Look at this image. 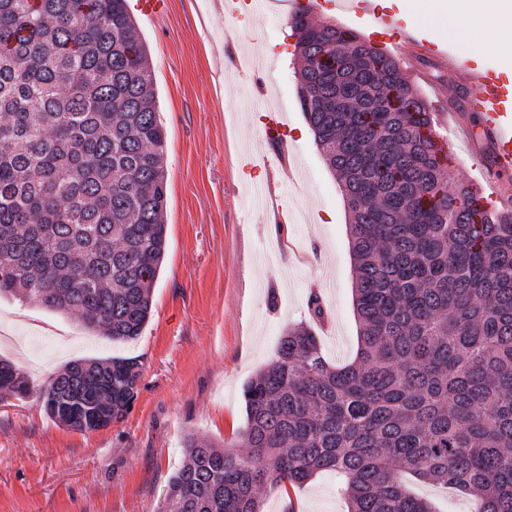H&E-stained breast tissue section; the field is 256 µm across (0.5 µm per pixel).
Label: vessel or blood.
<instances>
[{
    "label": "vessel or blood",
    "instance_id": "b4317fda",
    "mask_svg": "<svg viewBox=\"0 0 512 512\" xmlns=\"http://www.w3.org/2000/svg\"><path fill=\"white\" fill-rule=\"evenodd\" d=\"M264 0H224V12L237 20L249 19L263 6ZM338 9L347 11L369 28L380 30L398 50L417 49L433 56L445 69L463 74L465 93L449 112L465 110L481 119L485 136L493 146L491 160L481 163L482 181L492 188L493 198L501 203L512 199L504 190V177L512 175V84L502 81L490 68H479L455 48L435 41L421 30H408L396 22L393 14L380 10L375 0H336ZM259 129L271 141H286L290 130L283 114L260 113Z\"/></svg>",
    "mask_w": 512,
    "mask_h": 512
}]
</instances>
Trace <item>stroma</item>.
<instances>
[{
  "label": "stroma",
  "mask_w": 512,
  "mask_h": 512,
  "mask_svg": "<svg viewBox=\"0 0 512 512\" xmlns=\"http://www.w3.org/2000/svg\"><path fill=\"white\" fill-rule=\"evenodd\" d=\"M277 0L235 27L223 0H169L159 18L137 15L150 47L158 117L166 132L167 254L152 316L136 339L112 342L72 315L0 297V358L25 373L28 395L0 402V512H165L170 476L187 435L224 443L246 422L243 389L303 322L327 360L353 361L359 325L348 213L299 105L300 61ZM375 45L395 52L387 39ZM425 100H459L464 77L423 54L395 52ZM283 112L285 146L263 139L255 115ZM433 119L457 155L452 182L474 183L485 141L455 139L442 109ZM252 153L259 175L239 158ZM278 250L276 266L265 252ZM319 297L322 317L309 308ZM138 359V392L120 421L88 432L56 423L39 391L67 362ZM344 482L314 475L264 512H348Z\"/></svg>",
  "instance_id": "stroma-1"
}]
</instances>
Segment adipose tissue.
I'll use <instances>...</instances> for the list:
<instances>
[{
	"mask_svg": "<svg viewBox=\"0 0 512 512\" xmlns=\"http://www.w3.org/2000/svg\"><path fill=\"white\" fill-rule=\"evenodd\" d=\"M421 26L434 27L448 38L470 40L473 33L489 35L498 51L512 58V0H482L465 10L463 0H415Z\"/></svg>",
	"mask_w": 512,
	"mask_h": 512,
	"instance_id": "1",
	"label": "adipose tissue"
}]
</instances>
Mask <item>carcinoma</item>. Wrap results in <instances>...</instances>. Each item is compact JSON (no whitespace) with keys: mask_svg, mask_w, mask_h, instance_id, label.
Masks as SVG:
<instances>
[{"mask_svg":"<svg viewBox=\"0 0 512 512\" xmlns=\"http://www.w3.org/2000/svg\"><path fill=\"white\" fill-rule=\"evenodd\" d=\"M289 18L300 108L345 195L359 324L335 366L288 328L243 391L246 423L190 435L167 512H262L318 472L348 512H434L411 475L512 512V211L449 184L427 102L395 57L337 25ZM166 133L127 0H0V295L141 334L167 251ZM134 358L79 359L40 391L77 431L125 416ZM0 360V402L27 394Z\"/></svg>","mask_w":512,"mask_h":512,"instance_id":"obj_1","label":"carcinoma"}]
</instances>
